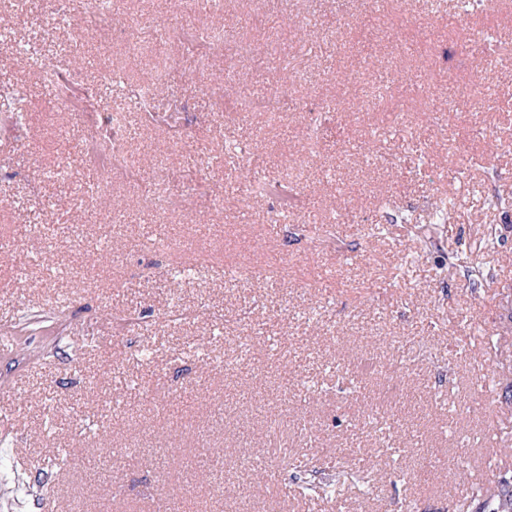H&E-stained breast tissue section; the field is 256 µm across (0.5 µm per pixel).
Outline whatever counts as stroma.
<instances>
[{"label":"stroma","mask_w":512,"mask_h":512,"mask_svg":"<svg viewBox=\"0 0 512 512\" xmlns=\"http://www.w3.org/2000/svg\"><path fill=\"white\" fill-rule=\"evenodd\" d=\"M430 2L0 0L32 57H84L142 175L90 162L95 129L0 51V103L25 101L20 129L0 119V512H456L491 479L489 425L512 446V210L484 204L512 193V9ZM176 24L221 31L222 57ZM156 80L164 125L128 104ZM272 94L286 111L251 110ZM160 162L203 170L213 208L145 204ZM245 266L275 279L227 278ZM365 462L373 494L288 491L295 465ZM170 35L181 44H187L197 51L202 58L210 59L217 53L218 46L223 42V36H217L213 32H201L198 30H184L173 28Z\"/></svg>","instance_id":"1"}]
</instances>
